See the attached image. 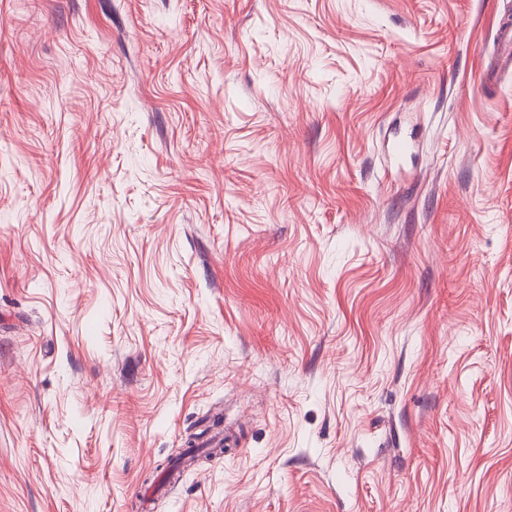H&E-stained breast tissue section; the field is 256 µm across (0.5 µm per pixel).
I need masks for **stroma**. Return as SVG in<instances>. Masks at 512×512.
<instances>
[{"label": "stroma", "instance_id": "1", "mask_svg": "<svg viewBox=\"0 0 512 512\" xmlns=\"http://www.w3.org/2000/svg\"><path fill=\"white\" fill-rule=\"evenodd\" d=\"M507 22L0 0V512H512ZM497 54L484 68L487 80H493L503 71L512 70V27H500L497 31Z\"/></svg>", "mask_w": 512, "mask_h": 512}]
</instances>
